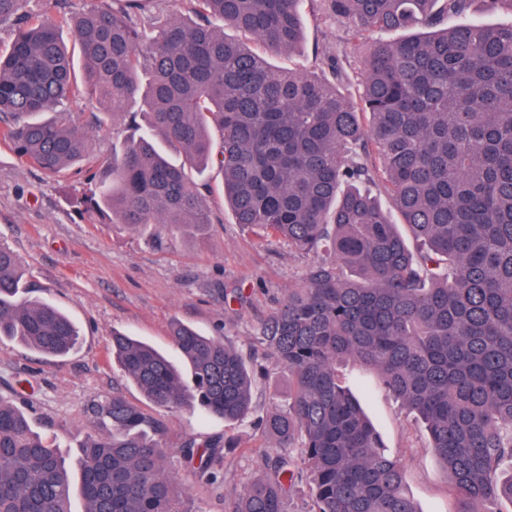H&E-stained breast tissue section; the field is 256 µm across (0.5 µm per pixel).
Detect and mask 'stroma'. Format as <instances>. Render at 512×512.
Instances as JSON below:
<instances>
[{
  "mask_svg": "<svg viewBox=\"0 0 512 512\" xmlns=\"http://www.w3.org/2000/svg\"><path fill=\"white\" fill-rule=\"evenodd\" d=\"M303 52L270 56L278 68L313 70L316 51H341L348 77L342 95L356 99L358 60L366 42L350 38L323 9L304 0ZM86 189L69 170L45 174L0 144V249L13 252L27 271L31 297L65 311L81 337L64 357L33 352L0 339V393H18L34 429L52 439L58 452L75 460L89 436L107 434L90 405L118 391L145 414L161 420L169 450L167 467L193 501L207 512H222V501L244 480L263 472L273 440L257 429L258 419L288 402V372L268 359L255 375L253 412L238 422L203 416L192 409L160 408L147 401L112 356V334L136 336L176 358L170 339L174 322L206 335H223L249 350L261 323L298 287L311 258L287 243L236 224L222 193L209 198L212 222L195 237L153 224L135 230L101 224L74 206ZM337 370L381 433L387 450L406 466L405 486L419 512H453L455 499L443 467L429 448L424 424L379 383L373 370L345 359ZM230 439L220 489L199 480L182 457L188 439Z\"/></svg>",
  "mask_w": 512,
  "mask_h": 512,
  "instance_id": "1",
  "label": "stroma"
}]
</instances>
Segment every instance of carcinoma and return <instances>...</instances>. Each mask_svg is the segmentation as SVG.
<instances>
[{
	"instance_id": "1",
	"label": "carcinoma",
	"mask_w": 512,
	"mask_h": 512,
	"mask_svg": "<svg viewBox=\"0 0 512 512\" xmlns=\"http://www.w3.org/2000/svg\"><path fill=\"white\" fill-rule=\"evenodd\" d=\"M23 2L0 0L14 26L0 51V143L49 175L86 164L75 203L138 229L207 227L218 175L236 223L313 256L256 336L288 369V405L258 420L281 452L224 512H288L303 483L311 512H420L403 462L336 371L345 358L423 421L457 512L512 504V23H453L471 0H326L353 39L400 34L366 48L349 100L332 54L322 76L269 62L300 50L303 0H190V17L150 39L131 14L145 0H90L77 15L44 0L37 18ZM86 97L103 102L87 127L57 111ZM129 112V134L97 164L90 131ZM26 288L1 249L0 338L68 355L78 328ZM171 339L189 381L131 336L113 333L112 354L158 407L245 418L257 357L183 324ZM90 410L111 433L80 449L85 512H196L165 469L164 423L118 393ZM182 456L223 483L217 443L190 439ZM72 493L66 461L0 395V512H71Z\"/></svg>"
}]
</instances>
